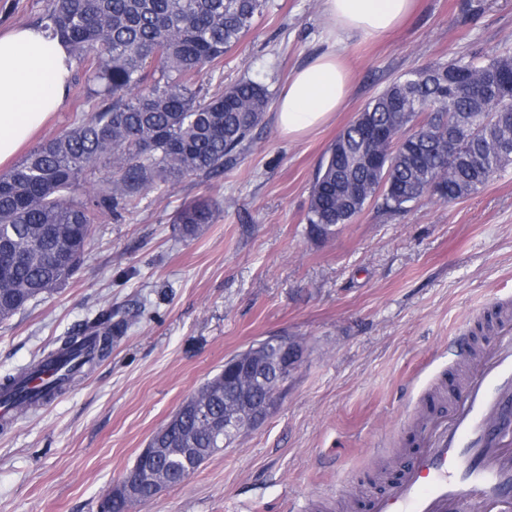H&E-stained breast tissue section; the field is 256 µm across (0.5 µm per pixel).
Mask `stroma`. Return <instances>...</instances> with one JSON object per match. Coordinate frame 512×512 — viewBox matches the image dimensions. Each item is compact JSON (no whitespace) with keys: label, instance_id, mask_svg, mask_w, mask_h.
<instances>
[{"label":"stroma","instance_id":"obj_1","mask_svg":"<svg viewBox=\"0 0 512 512\" xmlns=\"http://www.w3.org/2000/svg\"><path fill=\"white\" fill-rule=\"evenodd\" d=\"M329 47L319 0H269L212 84L247 77L279 96L293 70ZM512 48V0H414L378 39L354 35L342 58L346 106L298 139L266 114L217 176L145 196L93 228L78 275L0 323V380L102 311L131 322L109 358L0 428V512H97L180 403L225 359L269 336L304 349L271 414L185 482L130 512H349L396 472L411 413L438 383L455 391L488 341L484 315L512 292V165L479 192L424 198L387 216L367 206L326 241L306 232L313 177L354 115L402 73ZM216 203L215 223L182 236L186 203Z\"/></svg>","mask_w":512,"mask_h":512}]
</instances>
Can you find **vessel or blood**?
I'll use <instances>...</instances> for the list:
<instances>
[{
    "instance_id": "obj_1",
    "label": "vessel or blood",
    "mask_w": 512,
    "mask_h": 512,
    "mask_svg": "<svg viewBox=\"0 0 512 512\" xmlns=\"http://www.w3.org/2000/svg\"><path fill=\"white\" fill-rule=\"evenodd\" d=\"M449 415L421 424L405 470L369 512H512V298Z\"/></svg>"
}]
</instances>
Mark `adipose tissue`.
<instances>
[{"instance_id":"adipose-tissue-1","label":"adipose tissue","mask_w":512,"mask_h":512,"mask_svg":"<svg viewBox=\"0 0 512 512\" xmlns=\"http://www.w3.org/2000/svg\"><path fill=\"white\" fill-rule=\"evenodd\" d=\"M330 46L294 71L275 106L279 131L301 137L327 124L348 99L340 57L347 38H379L410 12L412 0H320ZM75 61L67 45L38 27L0 34V164L10 160L61 107Z\"/></svg>"}]
</instances>
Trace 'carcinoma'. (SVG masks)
I'll list each match as a JSON object with an SVG mask.
<instances>
[{
  "mask_svg": "<svg viewBox=\"0 0 512 512\" xmlns=\"http://www.w3.org/2000/svg\"><path fill=\"white\" fill-rule=\"evenodd\" d=\"M267 0H46L40 25L64 41L86 69L78 96L90 117L38 145L0 175V321L53 294L79 271L99 215L119 217L148 192L163 193L187 177L224 171L247 149L272 97L264 84L241 79L212 93L203 77L252 29ZM495 74L512 76V56L455 57L410 70L370 99L326 151L313 179L307 233L334 237L372 201L383 212L407 211L424 196L452 203L494 179L512 163V96L488 92ZM471 87L448 93V77ZM385 131L369 143L365 126ZM380 153L377 166L354 157ZM98 166L103 180L88 183ZM215 219L212 203L183 206L174 223L187 235ZM126 327L107 312L81 324L39 365L65 369L36 395L24 392L28 370L0 388L16 408L60 391L112 352ZM232 395L224 371L179 409L168 449L157 464L178 485L224 448V434L199 421L224 417Z\"/></svg>",
  "mask_w": 512,
  "mask_h": 512,
  "instance_id": "cac0c4a2",
  "label": "carcinoma"
}]
</instances>
